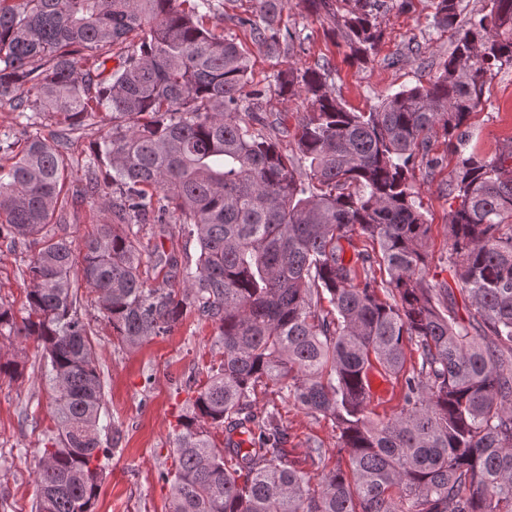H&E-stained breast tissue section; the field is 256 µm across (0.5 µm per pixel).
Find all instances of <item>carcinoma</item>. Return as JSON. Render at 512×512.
<instances>
[{"label":"carcinoma","instance_id":"obj_1","mask_svg":"<svg viewBox=\"0 0 512 512\" xmlns=\"http://www.w3.org/2000/svg\"><path fill=\"white\" fill-rule=\"evenodd\" d=\"M352 2L342 27L347 58L361 63L383 32L376 0ZM255 6L252 43L276 54L293 39L281 30L286 0ZM222 7L0 0V102L26 129L55 126L48 137H0V238L33 248L27 316L0 300V336L42 351L58 427L35 512H96L115 453L99 426L83 286L130 347L192 312L222 348L180 421L169 512H512V137L491 158L463 151L487 80L512 64V0H485L463 25L457 0H435L453 51L433 78L368 112L349 110L324 68L278 71L276 91L307 104L290 155L259 129L290 134L260 114L266 89L253 84L248 53L208 25ZM436 128L456 158L444 187L452 286L426 279L431 225L411 180L415 167L442 163L431 155ZM87 130L97 137L70 189L61 149ZM100 198L107 220L75 245L67 208ZM172 222L196 239V259L179 257ZM149 225L171 240L152 260ZM361 237L377 255L358 248ZM376 259L384 280L371 275ZM150 262L182 287H149ZM407 342L420 362L403 376ZM375 364L403 380L404 405L385 422L370 418ZM265 378L332 420L349 470L336 463L316 490L286 464L277 413L251 407Z\"/></svg>","mask_w":512,"mask_h":512}]
</instances>
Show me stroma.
Instances as JSON below:
<instances>
[{"instance_id": "35a3bbf8", "label": "stroma", "mask_w": 512, "mask_h": 512, "mask_svg": "<svg viewBox=\"0 0 512 512\" xmlns=\"http://www.w3.org/2000/svg\"><path fill=\"white\" fill-rule=\"evenodd\" d=\"M381 0L377 21L384 32L381 42L364 64L346 58V40L337 19L345 15L347 0H330V14L316 15L305 0H288L283 24L293 35L290 53L267 56L255 53L254 80L267 87L263 110L284 116L296 128L306 111L303 97H281L271 85L277 71L294 65H328V86L349 107L367 111L380 98L432 77L454 48L451 32L436 28L432 0ZM512 137V65L495 71L488 80L482 104L470 118L468 150L494 156ZM435 170L416 168L414 182L419 201L431 225L427 241L429 282L450 281L449 240L445 226L449 202L443 188L455 160L446 152L442 134L431 137ZM30 252L25 245L0 239V300L25 316L23 271ZM82 314L90 321L95 357L103 373L105 405L101 424H114L117 451L107 470L97 512H168L171 484L163 478L173 468V441L178 420L192 396L189 382L204 383L211 364L222 354L213 344L212 327L188 314L167 336H158L130 349L113 335L91 295H84ZM24 349L18 377H0V512H32L36 500L35 471L49 438L55 436L52 386L42 354L33 342L0 337V353ZM252 409L278 410L288 433L287 459L301 470L311 488H319L323 475L339 453L332 422L284 397L276 386L258 387ZM322 446L321 462H312L311 444Z\"/></svg>"}]
</instances>
